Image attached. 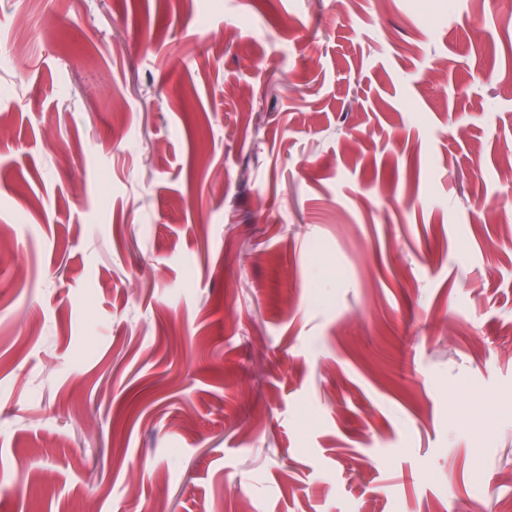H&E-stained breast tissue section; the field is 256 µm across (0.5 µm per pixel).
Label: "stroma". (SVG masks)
<instances>
[{"label": "stroma", "instance_id": "35a3bbf8", "mask_svg": "<svg viewBox=\"0 0 512 512\" xmlns=\"http://www.w3.org/2000/svg\"><path fill=\"white\" fill-rule=\"evenodd\" d=\"M1 84L0 512H512V0H0Z\"/></svg>", "mask_w": 512, "mask_h": 512}]
</instances>
